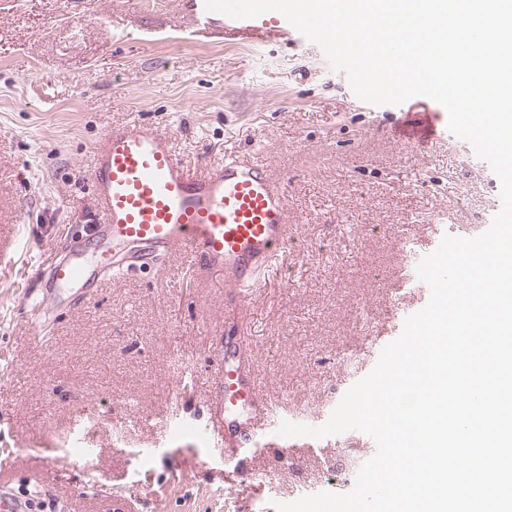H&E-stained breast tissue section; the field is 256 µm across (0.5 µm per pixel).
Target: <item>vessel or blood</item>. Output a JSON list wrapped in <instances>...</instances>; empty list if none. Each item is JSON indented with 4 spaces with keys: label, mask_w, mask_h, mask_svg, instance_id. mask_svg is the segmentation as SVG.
Here are the masks:
<instances>
[{
    "label": "vessel or blood",
    "mask_w": 512,
    "mask_h": 512,
    "mask_svg": "<svg viewBox=\"0 0 512 512\" xmlns=\"http://www.w3.org/2000/svg\"><path fill=\"white\" fill-rule=\"evenodd\" d=\"M195 33L259 38L294 34L277 12L234 19L206 11L204 0H179ZM95 214L86 227L98 241L90 252L66 247L48 269L58 292L74 296L107 276L141 270L156 257L181 256L200 274L221 273L238 298L262 287L293 238L284 183L268 165L230 156L190 173L165 134L133 122L112 126L93 146ZM220 406L237 422L231 435L222 423L203 431L219 443L225 464L257 451L264 431L283 420L274 401L255 388L249 352L237 345L222 370Z\"/></svg>",
    "instance_id": "1"
}]
</instances>
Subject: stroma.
<instances>
[{
  "mask_svg": "<svg viewBox=\"0 0 512 512\" xmlns=\"http://www.w3.org/2000/svg\"><path fill=\"white\" fill-rule=\"evenodd\" d=\"M192 30L173 0H0V479L51 512H275L350 491L377 451L360 431L242 457L225 482L202 431L225 336L248 344L264 397L325 423L373 369L366 336L388 335L395 299L427 304L409 255L481 234L496 207L497 176L434 103L360 101L299 34ZM125 122L168 135L193 174L226 155L271 166L295 245L249 301L161 259L31 343L36 270L92 219V145Z\"/></svg>",
  "mask_w": 512,
  "mask_h": 512,
  "instance_id": "stroma-1",
  "label": "stroma"
}]
</instances>
